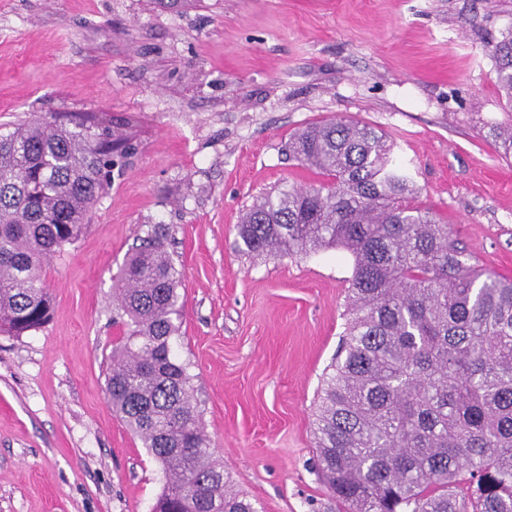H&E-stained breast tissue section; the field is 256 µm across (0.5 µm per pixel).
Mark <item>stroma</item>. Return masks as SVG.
Wrapping results in <instances>:
<instances>
[{
    "mask_svg": "<svg viewBox=\"0 0 512 512\" xmlns=\"http://www.w3.org/2000/svg\"><path fill=\"white\" fill-rule=\"evenodd\" d=\"M512 0H0V133L95 112L125 155L80 239L43 268L50 321L0 333V512H152L159 465L107 402L113 278L155 224L180 273L172 340L203 430L257 512H337L313 414L350 257L250 258L244 210L320 174L286 151L329 119L393 142L476 263L512 278V125L487 46Z\"/></svg>",
    "mask_w": 512,
    "mask_h": 512,
    "instance_id": "obj_1",
    "label": "stroma"
}]
</instances>
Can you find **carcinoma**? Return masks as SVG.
Here are the masks:
<instances>
[{
	"label": "carcinoma",
	"instance_id": "1",
	"mask_svg": "<svg viewBox=\"0 0 512 512\" xmlns=\"http://www.w3.org/2000/svg\"><path fill=\"white\" fill-rule=\"evenodd\" d=\"M512 110V29L488 48ZM40 118L0 133V333L47 324L46 259L82 234L122 142ZM512 155V127L494 132ZM387 137L353 120L308 124L288 154L329 177L255 199L236 226L248 257L326 249L353 260L346 323L316 406L318 466L339 512H512V279L470 263L448 224L415 205ZM156 224L126 257L108 403L162 467L154 512H257L214 460L172 353L180 273Z\"/></svg>",
	"mask_w": 512,
	"mask_h": 512
}]
</instances>
